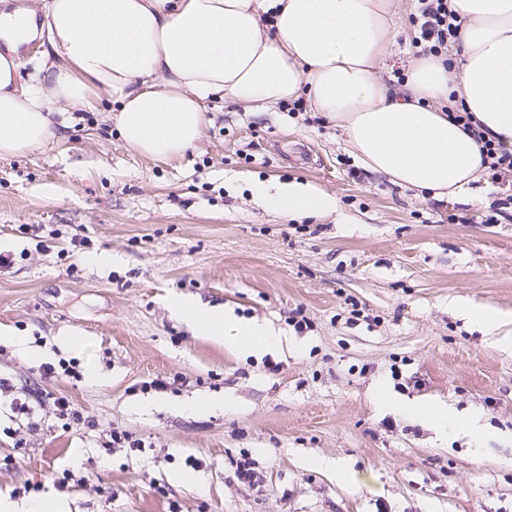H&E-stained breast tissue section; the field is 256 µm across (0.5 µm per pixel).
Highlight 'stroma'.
<instances>
[{
    "mask_svg": "<svg viewBox=\"0 0 512 512\" xmlns=\"http://www.w3.org/2000/svg\"><path fill=\"white\" fill-rule=\"evenodd\" d=\"M396 4L399 50L381 74L398 84L421 46L412 0ZM208 107L211 125L178 160L128 149L107 99L59 142L0 159L12 259L0 267V496L21 508L51 496L69 512H512V348L448 309L512 312V176L484 171L481 206L436 200L366 171L304 101ZM257 182L323 190L340 214L286 218L254 197ZM99 251L112 266L86 263ZM173 294L292 345L241 355L176 318ZM62 361L77 377L44 373ZM158 377L167 389L143 390ZM380 387L480 416L489 436L479 446L378 410ZM58 397L88 425L66 426ZM223 397L234 410L179 408ZM114 428L141 449L109 447ZM315 457L327 468L309 467ZM243 460L257 484L237 478Z\"/></svg>",
    "mask_w": 512,
    "mask_h": 512,
    "instance_id": "obj_1",
    "label": "stroma"
}]
</instances>
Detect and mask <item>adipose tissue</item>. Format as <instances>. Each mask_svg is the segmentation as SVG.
<instances>
[{
	"label": "adipose tissue",
	"mask_w": 512,
	"mask_h": 512,
	"mask_svg": "<svg viewBox=\"0 0 512 512\" xmlns=\"http://www.w3.org/2000/svg\"><path fill=\"white\" fill-rule=\"evenodd\" d=\"M461 28L441 55L416 58L401 86L380 74L397 46L395 0H43L40 9L0 13V158L61 137L62 116L117 104L111 119L127 147L159 160L182 158L220 99L258 108L306 98L336 123L368 171L436 199L484 201L477 140L454 120L472 113L489 139L512 145V0H448ZM43 14V26L33 22ZM45 36L38 71L23 78L18 47ZM256 196L283 216L338 211L336 197L299 184H259ZM170 308L198 332L245 354L283 348L281 331L235 325L223 310L175 295ZM463 316L512 346V315L472 304ZM440 432L483 442L478 417L441 404L396 405Z\"/></svg>",
	"instance_id": "ef3b65f1"
}]
</instances>
